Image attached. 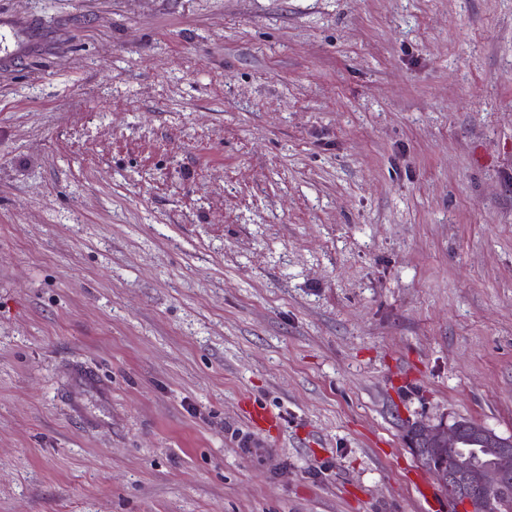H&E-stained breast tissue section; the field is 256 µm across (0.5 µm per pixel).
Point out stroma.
<instances>
[{"mask_svg":"<svg viewBox=\"0 0 512 512\" xmlns=\"http://www.w3.org/2000/svg\"><path fill=\"white\" fill-rule=\"evenodd\" d=\"M0 19V512H425L412 424L512 435V0Z\"/></svg>","mask_w":512,"mask_h":512,"instance_id":"stroma-1","label":"stroma"}]
</instances>
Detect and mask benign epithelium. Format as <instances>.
Returning <instances> with one entry per match:
<instances>
[{"mask_svg":"<svg viewBox=\"0 0 512 512\" xmlns=\"http://www.w3.org/2000/svg\"><path fill=\"white\" fill-rule=\"evenodd\" d=\"M408 443L421 459L462 444H472L491 457V465L480 467L456 456L440 472L441 484L466 512H487L494 495L512 478V436L503 437L474 420L458 419L449 426L414 424Z\"/></svg>","mask_w":512,"mask_h":512,"instance_id":"obj_1","label":"benign epithelium"}]
</instances>
